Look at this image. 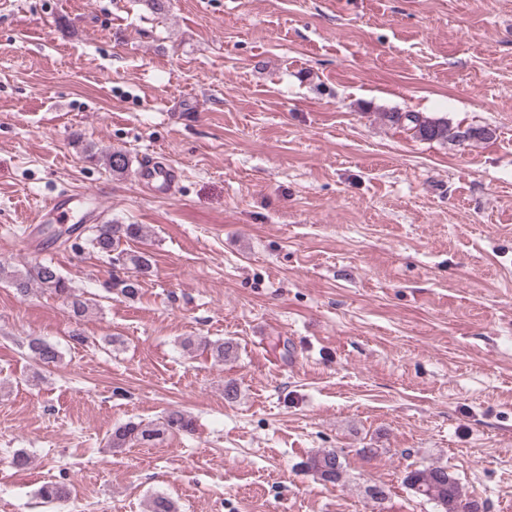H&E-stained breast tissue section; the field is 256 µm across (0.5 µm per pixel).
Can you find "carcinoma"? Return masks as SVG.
Instances as JSON below:
<instances>
[{"label":"carcinoma","mask_w":512,"mask_h":512,"mask_svg":"<svg viewBox=\"0 0 512 512\" xmlns=\"http://www.w3.org/2000/svg\"><path fill=\"white\" fill-rule=\"evenodd\" d=\"M384 118L393 125L407 126L413 136L421 141L459 143L493 137L492 131L487 128L468 127L463 130L459 126L451 125L444 118H433L420 112H386ZM104 161L116 174L124 173L129 167V158L121 151L106 154ZM68 233L84 234L85 246L111 258L114 265L129 267L142 275L151 272L153 260L149 253L120 248L122 242L134 241L144 236L142 224H80L68 228ZM0 281L15 288L22 297L27 296L35 286L48 291L66 301L73 314L79 317L89 309V303L75 295L69 283L48 263H35L23 272L0 265ZM112 289L126 298H133L139 293V281L135 276L119 279L112 282ZM181 346L187 351L202 348L210 352L217 362L235 354L232 342L219 339L212 341L205 337L188 336L182 340ZM28 349L44 367L55 366L62 360V353L57 346L39 337L29 340ZM193 431L192 418L181 410H172L159 423L128 422L116 428L108 438L107 445L120 451L134 446L152 445L163 440L167 434H190ZM304 465L326 483L336 484L343 477L342 463L334 450L317 451L307 457ZM404 481L416 494L434 503L438 512H460L464 503L472 507L471 512H479L478 504L467 499L458 478L445 467L415 468L407 472ZM69 495L67 485L60 481L47 482L38 491L39 498L45 503L62 504L68 500ZM147 512H178V507L170 497L155 494L148 501Z\"/></svg>","instance_id":"cac0c4a2"}]
</instances>
